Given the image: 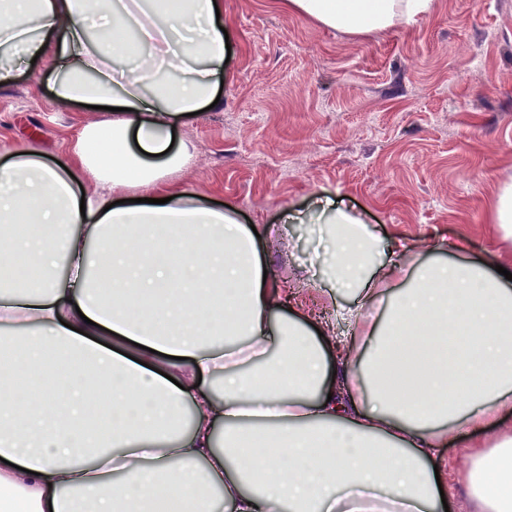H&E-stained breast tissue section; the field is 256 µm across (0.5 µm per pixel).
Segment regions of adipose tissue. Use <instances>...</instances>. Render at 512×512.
<instances>
[{
    "label": "adipose tissue",
    "mask_w": 512,
    "mask_h": 512,
    "mask_svg": "<svg viewBox=\"0 0 512 512\" xmlns=\"http://www.w3.org/2000/svg\"><path fill=\"white\" fill-rule=\"evenodd\" d=\"M361 35L409 24L432 0H284ZM223 0H0L15 22L0 51L61 64L55 94L113 108L112 155L80 123L56 164L0 165V323L24 327L0 371V512H445L436 448L461 425L487 432L512 411V259L385 255L370 225L334 201L316 233L327 274L350 292L407 285L366 335L284 299L261 242L228 210L129 204L178 171L172 127L212 104L229 70ZM132 57L136 70L118 66ZM99 192L81 197L78 178ZM27 258L36 280L9 272ZM475 380L463 387L455 373ZM109 388L99 409L94 390ZM261 434L265 447L243 450ZM460 482L480 512H512V435L466 442Z\"/></svg>",
    "instance_id": "adipose-tissue-1"
}]
</instances>
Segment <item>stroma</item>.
<instances>
[{"instance_id": "1", "label": "stroma", "mask_w": 512, "mask_h": 512, "mask_svg": "<svg viewBox=\"0 0 512 512\" xmlns=\"http://www.w3.org/2000/svg\"><path fill=\"white\" fill-rule=\"evenodd\" d=\"M232 69L212 109L184 119L185 167L164 181L188 201L229 207L243 224H273L271 278L336 321L351 297L322 273L323 246L304 220L324 199L370 224L408 261L434 239L464 244L448 259L512 256L488 216L512 183V0H435L430 16L350 35L276 0H223ZM50 60L0 86V163L53 162L78 120L111 115L57 100Z\"/></svg>"}]
</instances>
